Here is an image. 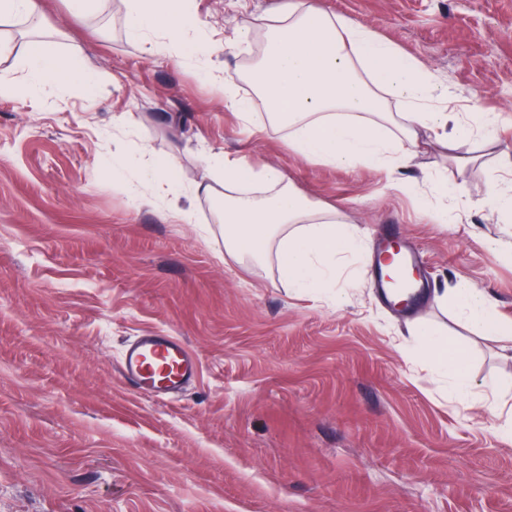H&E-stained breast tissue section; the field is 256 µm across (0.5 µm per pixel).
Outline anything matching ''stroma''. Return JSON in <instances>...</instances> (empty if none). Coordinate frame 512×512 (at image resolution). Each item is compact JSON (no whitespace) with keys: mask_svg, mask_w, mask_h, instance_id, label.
<instances>
[{"mask_svg":"<svg viewBox=\"0 0 512 512\" xmlns=\"http://www.w3.org/2000/svg\"><path fill=\"white\" fill-rule=\"evenodd\" d=\"M286 0H190L208 50L177 61L163 33L131 38L122 0H67L38 21L0 24V75L22 80L29 34L82 60L92 84L0 95V512H512V339L479 333L433 290L484 289L512 320V218L485 208L512 179V0H318L418 61L457 115L456 166L435 133L392 173L328 167L284 146L287 131L224 107V79L254 97L244 35ZM471 112L497 114L494 141ZM284 171L366 253L302 291L277 252L240 261L216 207L209 155ZM130 167L113 174V156ZM169 162L152 202L127 183ZM444 172L456 223L437 224L426 178ZM212 184L208 196L193 192ZM420 253L428 296L413 313L382 304L369 250L380 225ZM422 324L462 343L473 378L457 392L409 356ZM181 337L199 358L178 397L133 391L118 360L146 331Z\"/></svg>","mask_w":512,"mask_h":512,"instance_id":"35a3bbf8","label":"stroma"}]
</instances>
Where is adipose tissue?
I'll return each instance as SVG.
<instances>
[{
  "label": "adipose tissue",
  "mask_w": 512,
  "mask_h": 512,
  "mask_svg": "<svg viewBox=\"0 0 512 512\" xmlns=\"http://www.w3.org/2000/svg\"><path fill=\"white\" fill-rule=\"evenodd\" d=\"M129 14L133 38L163 30L179 58L203 46L201 25L186 0H135ZM263 23L268 51L249 78L270 124L287 129L284 144L294 155L328 166L399 170L416 155L422 131L446 128L447 113L430 104L429 76L393 43L323 10L316 0H290L287 10L264 17ZM72 66L32 45L26 85L33 90L57 83ZM219 174L226 194L217 216L225 223L231 251L260 260L271 240L279 239L282 271L298 288L320 287L344 256L358 253L356 241L338 226L335 209L300 197L280 169L256 171L241 159L220 165ZM246 180L272 187V195L240 191ZM288 224L309 230L282 235ZM437 300L461 309L480 329L512 335V322L501 320L487 294L469 283H458ZM415 333L420 338L415 356L452 376L456 387L471 386L467 355L456 340L434 337L421 326Z\"/></svg>",
  "instance_id": "ef3b65f1"
}]
</instances>
